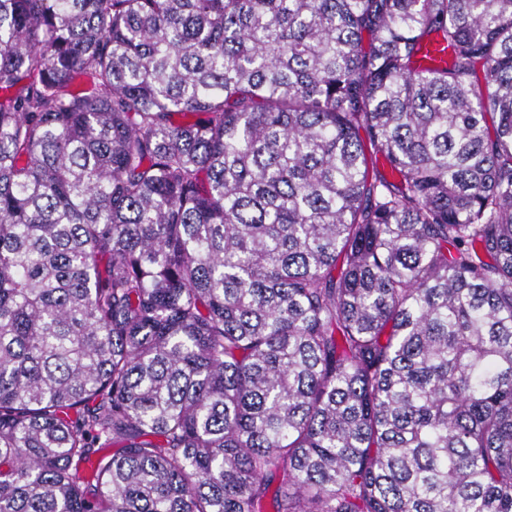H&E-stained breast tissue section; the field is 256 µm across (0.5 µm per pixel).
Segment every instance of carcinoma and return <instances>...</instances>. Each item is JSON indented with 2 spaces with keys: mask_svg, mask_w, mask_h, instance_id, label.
Wrapping results in <instances>:
<instances>
[{
  "mask_svg": "<svg viewBox=\"0 0 512 512\" xmlns=\"http://www.w3.org/2000/svg\"><path fill=\"white\" fill-rule=\"evenodd\" d=\"M0 512H512V0H0Z\"/></svg>",
  "mask_w": 512,
  "mask_h": 512,
  "instance_id": "cac0c4a2",
  "label": "carcinoma"
}]
</instances>
